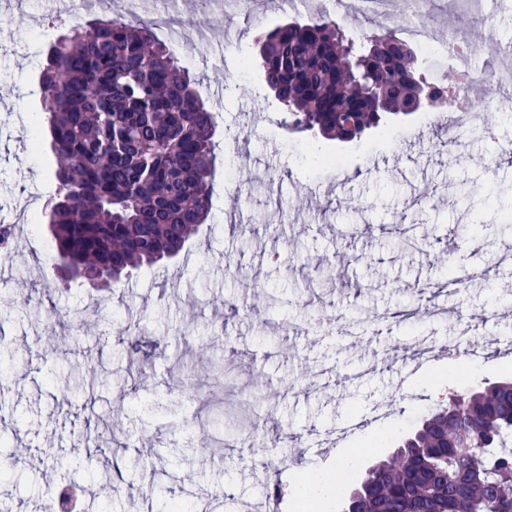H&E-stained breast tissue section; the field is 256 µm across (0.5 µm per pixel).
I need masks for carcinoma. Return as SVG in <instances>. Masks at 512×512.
Here are the masks:
<instances>
[{
	"instance_id": "carcinoma-1",
	"label": "carcinoma",
	"mask_w": 512,
	"mask_h": 512,
	"mask_svg": "<svg viewBox=\"0 0 512 512\" xmlns=\"http://www.w3.org/2000/svg\"><path fill=\"white\" fill-rule=\"evenodd\" d=\"M329 13L268 31L260 73L325 140L379 128L416 88L438 108L427 58L399 37L398 16L368 34ZM41 94L59 192L46 213L59 265L90 274L112 303V279L178 254L210 212L216 112L151 27L98 20L47 52ZM112 385L98 370L84 388ZM358 512H512V381L460 394L361 481Z\"/></svg>"
}]
</instances>
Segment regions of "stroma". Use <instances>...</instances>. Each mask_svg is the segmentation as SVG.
<instances>
[{"instance_id":"obj_1","label":"stroma","mask_w":512,"mask_h":512,"mask_svg":"<svg viewBox=\"0 0 512 512\" xmlns=\"http://www.w3.org/2000/svg\"><path fill=\"white\" fill-rule=\"evenodd\" d=\"M182 38L170 51L200 85H225L217 103L214 194L206 224L176 258L144 267L115 288L112 304L88 288L67 287L39 217L57 183L49 146L28 148L27 125L42 117L39 73L50 44L71 27L119 16L122 0L55 17L51 0H17L0 10V218L15 224L9 255H0V333L14 359L0 387V416L18 415L0 430V506L45 512L47 489L77 483L113 498L112 512H136L134 488L161 481L172 500H210L215 512H244L273 504L297 512L289 489L313 469L350 454L354 465L336 476L331 512H342L351 490L377 461L416 432L450 396L512 379V353L496 339L512 338V105L498 104L492 133L468 127L447 144L430 137L413 155L402 140L430 115L388 119L351 141H327L337 169L313 163L305 134L289 130L290 116L241 68L256 37L276 25L306 21V7L282 12L277 0H252L235 13L236 36L225 42V0H206L217 36L209 53L193 44V0H170ZM476 23L458 26L462 39L480 34L481 48L512 40V0H480ZM248 195L228 186L238 173ZM466 184L474 196L458 201ZM463 271L479 278L456 293L449 279ZM56 283L53 304L85 321L87 336L59 345L65 326L49 320L28 293L36 282ZM421 315L408 317L412 307ZM339 313L321 321L323 308ZM137 336L145 376L136 394L121 390L124 357L98 336L127 321ZM224 327L216 349L231 353L224 376L196 353L212 324ZM190 333L183 341L182 333ZM477 343L474 359L461 357ZM435 348L417 368L399 350ZM112 374L97 389L95 408L111 415L112 433L128 438L138 470L126 471L111 497L98 481L112 469L111 453L86 444L81 399L68 395L66 377L88 367ZM163 395L153 416L139 401ZM224 406L208 451L189 443L201 401ZM264 444L287 451V466L257 476L255 448L240 444L241 426Z\"/></svg>"}]
</instances>
